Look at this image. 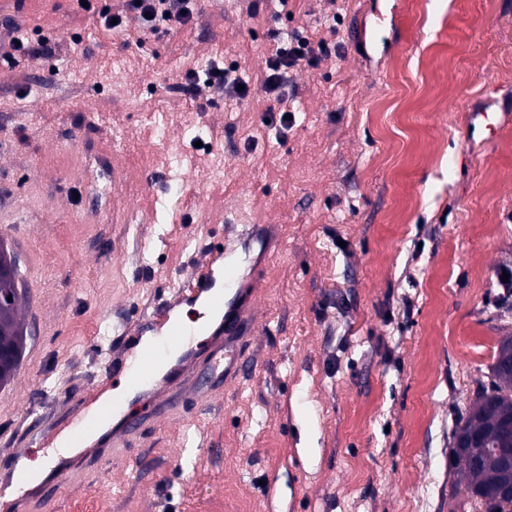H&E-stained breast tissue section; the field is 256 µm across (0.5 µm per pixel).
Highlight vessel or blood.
Listing matches in <instances>:
<instances>
[{
  "label": "vessel or blood",
  "mask_w": 512,
  "mask_h": 512,
  "mask_svg": "<svg viewBox=\"0 0 512 512\" xmlns=\"http://www.w3.org/2000/svg\"><path fill=\"white\" fill-rule=\"evenodd\" d=\"M235 270H224V286L216 288L210 272L199 275L183 297L193 300L206 297L212 310L220 315L221 323L217 333L206 340V348L200 355L191 357L185 364L167 368L161 344L186 347V339L195 335L194 326L175 322L172 306L159 307L145 322L124 323L116 327L112 338V357L105 365L101 376L85 392V400L99 403V411L119 419V428L112 437L113 449L121 455H129L135 434L146 422L158 423L179 415L183 409V395L203 400L212 397L224 385L225 380L239 377L250 367L251 335L253 323L250 297L245 288L235 286ZM151 330L159 336L160 345L149 350H138L130 339ZM162 376L165 396L155 399L148 416H134L124 408L126 397L118 393L112 398L102 399L101 393L109 380H127L145 384L155 376ZM27 482L25 473L0 485V512H14L22 504L23 487Z\"/></svg>",
  "instance_id": "b4317fda"
}]
</instances>
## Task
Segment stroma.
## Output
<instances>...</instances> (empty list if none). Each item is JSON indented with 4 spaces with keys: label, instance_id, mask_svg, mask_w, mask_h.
Returning <instances> with one entry per match:
<instances>
[{
    "label": "stroma",
    "instance_id": "obj_1",
    "mask_svg": "<svg viewBox=\"0 0 512 512\" xmlns=\"http://www.w3.org/2000/svg\"><path fill=\"white\" fill-rule=\"evenodd\" d=\"M126 32L76 0H0L53 55L0 62V239L26 343L0 388V482L28 422L77 425L113 326L172 301L227 225L245 246L252 366L183 417L64 464L74 512H469L449 448L512 333V0H193ZM338 15L282 125L262 82L278 38ZM236 65L248 98L183 86ZM496 127L470 131V112ZM165 127L158 137L156 127Z\"/></svg>",
    "mask_w": 512,
    "mask_h": 512
}]
</instances>
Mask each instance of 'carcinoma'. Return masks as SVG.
<instances>
[{
    "instance_id": "carcinoma-1",
    "label": "carcinoma",
    "mask_w": 512,
    "mask_h": 512,
    "mask_svg": "<svg viewBox=\"0 0 512 512\" xmlns=\"http://www.w3.org/2000/svg\"><path fill=\"white\" fill-rule=\"evenodd\" d=\"M18 271L0 278V348L13 356L12 366L0 371V388L14 379L25 344L18 318ZM512 419V334L501 338L492 365V381L479 389L456 422L450 456L468 491L485 512H512V496L501 494L512 483V471L502 465L501 452L512 448V431L502 422Z\"/></svg>"
}]
</instances>
